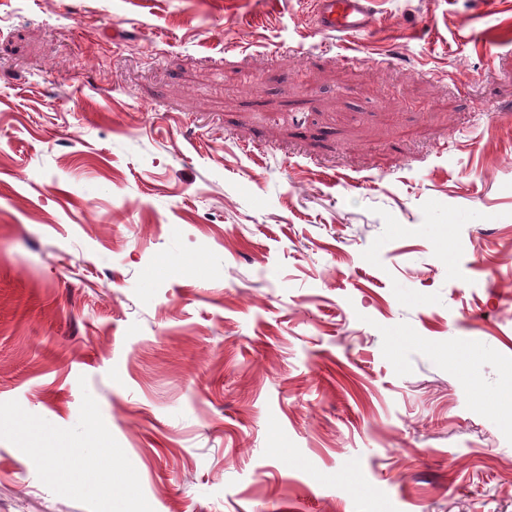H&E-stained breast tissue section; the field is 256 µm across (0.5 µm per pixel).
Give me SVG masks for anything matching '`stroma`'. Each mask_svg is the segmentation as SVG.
<instances>
[{
  "label": "stroma",
  "mask_w": 512,
  "mask_h": 512,
  "mask_svg": "<svg viewBox=\"0 0 512 512\" xmlns=\"http://www.w3.org/2000/svg\"><path fill=\"white\" fill-rule=\"evenodd\" d=\"M375 8L0 0V512H512V7ZM314 24L321 33H336L354 44L374 26L375 0H312ZM34 440L30 447L20 449L26 451L34 462L50 468L52 476L58 477L63 461L62 449L46 439Z\"/></svg>",
  "instance_id": "1"
}]
</instances>
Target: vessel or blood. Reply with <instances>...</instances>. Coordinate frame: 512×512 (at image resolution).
Masks as SVG:
<instances>
[{
	"instance_id": "obj_1",
	"label": "vessel or blood",
	"mask_w": 512,
	"mask_h": 512,
	"mask_svg": "<svg viewBox=\"0 0 512 512\" xmlns=\"http://www.w3.org/2000/svg\"><path fill=\"white\" fill-rule=\"evenodd\" d=\"M314 24L322 33H336L354 44L374 26L375 0H312Z\"/></svg>"
}]
</instances>
